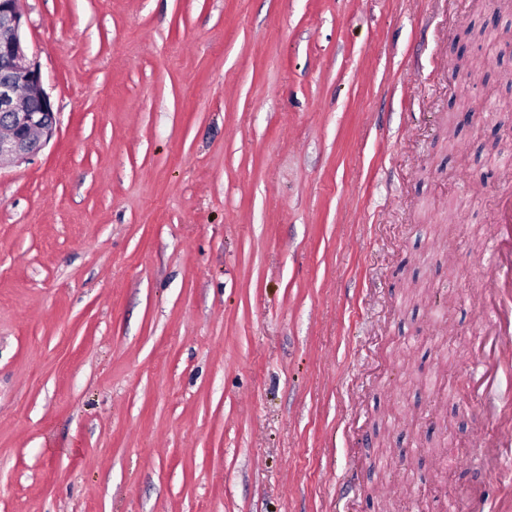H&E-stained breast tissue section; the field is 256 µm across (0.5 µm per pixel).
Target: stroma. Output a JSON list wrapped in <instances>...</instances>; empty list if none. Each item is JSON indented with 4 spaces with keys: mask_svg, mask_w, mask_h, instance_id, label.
<instances>
[{
    "mask_svg": "<svg viewBox=\"0 0 512 512\" xmlns=\"http://www.w3.org/2000/svg\"><path fill=\"white\" fill-rule=\"evenodd\" d=\"M0 512H498L471 341L512 0H22ZM21 0H0V169L37 154L56 132L41 69L26 52Z\"/></svg>",
    "mask_w": 512,
    "mask_h": 512,
    "instance_id": "35a3bbf8",
    "label": "stroma"
}]
</instances>
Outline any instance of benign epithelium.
Instances as JSON below:
<instances>
[{
	"instance_id": "benign-epithelium-1",
	"label": "benign epithelium",
	"mask_w": 512,
	"mask_h": 512,
	"mask_svg": "<svg viewBox=\"0 0 512 512\" xmlns=\"http://www.w3.org/2000/svg\"><path fill=\"white\" fill-rule=\"evenodd\" d=\"M21 0H0V169L37 154L56 132L41 69L26 52Z\"/></svg>"
}]
</instances>
